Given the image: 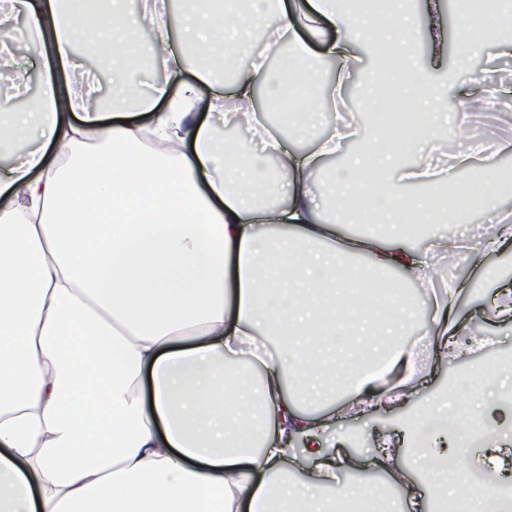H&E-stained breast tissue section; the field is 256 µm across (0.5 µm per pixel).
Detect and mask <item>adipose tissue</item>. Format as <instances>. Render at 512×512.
I'll return each instance as SVG.
<instances>
[{
  "mask_svg": "<svg viewBox=\"0 0 512 512\" xmlns=\"http://www.w3.org/2000/svg\"><path fill=\"white\" fill-rule=\"evenodd\" d=\"M12 2L0 10V42L24 35L43 53L44 73L31 110L0 100V138L27 144L18 164L0 170V512H337L323 494L355 459L327 448L333 415L304 413L298 402L324 400L321 379L359 352L371 362L356 395L388 404L412 381L417 365L402 338L418 325V302L396 278L430 276L403 225L480 214L495 231L467 246L475 264L512 245V215L500 208L512 197L511 168L458 183L451 205L390 189L427 176L407 160L435 145L437 131L469 126L467 104H449L414 52L420 29L445 31L437 0L418 11L408 0H183L189 41L225 58L259 25L279 67L254 65L224 95L205 69L174 99L162 86L109 117L73 89L74 31L114 46L112 85L126 96L140 60L159 58L169 81L179 78L162 8ZM379 7L387 22L378 28ZM145 24L153 41L133 43ZM457 26L459 68L487 44L512 49L507 12L474 6ZM372 40L401 71L390 97L413 121L390 145L379 124L360 129L357 151L328 181L324 221L321 167L347 138L336 127L314 132L343 87L325 84V66H350ZM260 96L271 110L302 100L292 123L313 136L312 151H290L253 125L247 107ZM215 116L250 125L252 142L216 136ZM370 221L388 234L336 235L337 225ZM460 288L449 281L425 331L442 354L462 347ZM352 301L350 318L337 320ZM260 336L277 337L274 360L253 354Z\"/></svg>",
  "mask_w": 512,
  "mask_h": 512,
  "instance_id": "1",
  "label": "adipose tissue"
}]
</instances>
